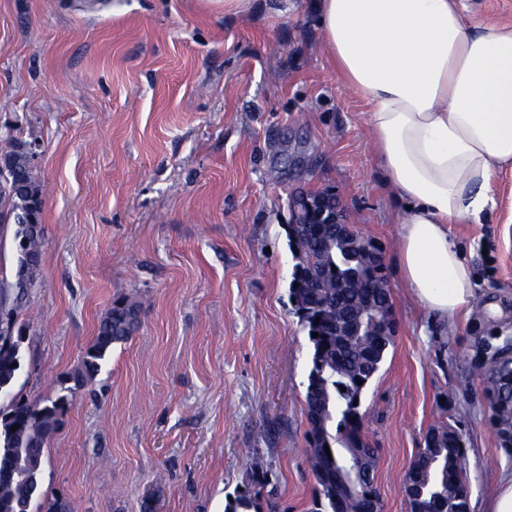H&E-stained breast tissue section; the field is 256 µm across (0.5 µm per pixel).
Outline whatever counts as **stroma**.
I'll use <instances>...</instances> for the list:
<instances>
[{
	"mask_svg": "<svg viewBox=\"0 0 512 512\" xmlns=\"http://www.w3.org/2000/svg\"><path fill=\"white\" fill-rule=\"evenodd\" d=\"M366 110L336 79L316 0H0V141L36 152L42 275L14 394L67 404L40 503L74 512H224L262 462L280 512H308L311 346L289 300L291 195L328 190L384 257L398 331L367 387L383 512L429 429L457 431L470 512L512 474L473 371L512 340V170L482 224L449 236L477 304L462 325L420 306L395 261L400 226L377 177ZM140 325L76 383L114 301Z\"/></svg>",
	"mask_w": 512,
	"mask_h": 512,
	"instance_id": "obj_1",
	"label": "stroma"
}]
</instances>
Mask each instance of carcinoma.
<instances>
[{"mask_svg":"<svg viewBox=\"0 0 512 512\" xmlns=\"http://www.w3.org/2000/svg\"><path fill=\"white\" fill-rule=\"evenodd\" d=\"M16 156L22 184L12 178L0 181V231L12 229L17 262L12 280L1 283L7 292V306L0 300V317L11 319L14 352L0 353V512H34L44 450L59 425L67 397L62 395L41 405L12 395L21 361L24 327L15 314L24 306L40 280L45 246L42 223L22 224V189L42 194L33 167L13 146L6 151ZM288 247L293 266L289 298L294 314L307 331L311 363L307 375L305 404L319 414L309 423L308 461L317 483L310 512H371L368 494L336 500L333 473L349 460L363 440L360 406L368 384L379 372L392 337L378 326V311L392 309V295L386 276L368 266L361 252L350 248L352 236L334 224H290ZM140 323V306L125 299L115 301L101 318L97 334L87 348L79 376L98 374L112 345L128 341ZM318 336H312V333ZM509 353L493 350L485 366L487 391L493 419L505 447L512 446V365ZM16 431H10L11 427ZM438 437L425 441L414 460L410 485L413 503L425 512H469V486L462 474V442L436 430ZM266 472L257 463L242 488L226 500L224 512H252L258 508Z\"/></svg>","mask_w":512,"mask_h":512,"instance_id":"cac0c4a2","label":"carcinoma"}]
</instances>
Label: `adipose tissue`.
Wrapping results in <instances>:
<instances>
[{"instance_id":"obj_1","label":"adipose tissue","mask_w":512,"mask_h":512,"mask_svg":"<svg viewBox=\"0 0 512 512\" xmlns=\"http://www.w3.org/2000/svg\"><path fill=\"white\" fill-rule=\"evenodd\" d=\"M464 0H318L323 48L367 108L381 182L400 222L399 272L444 322L475 307L471 269L448 236L496 207L512 167V24L468 22Z\"/></svg>"}]
</instances>
